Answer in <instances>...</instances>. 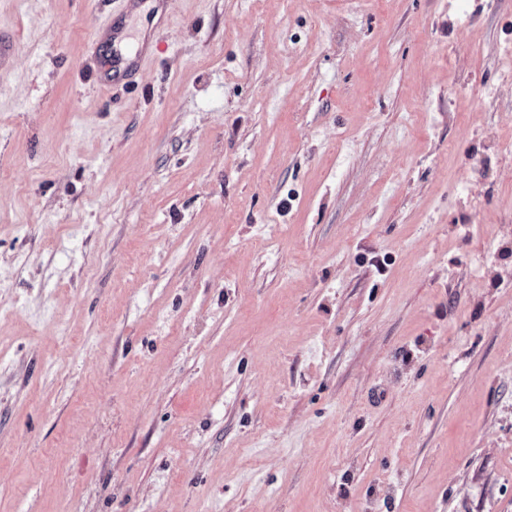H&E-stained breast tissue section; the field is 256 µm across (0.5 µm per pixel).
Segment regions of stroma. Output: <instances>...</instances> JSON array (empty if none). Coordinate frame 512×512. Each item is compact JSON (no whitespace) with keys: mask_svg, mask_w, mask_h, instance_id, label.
<instances>
[{"mask_svg":"<svg viewBox=\"0 0 512 512\" xmlns=\"http://www.w3.org/2000/svg\"><path fill=\"white\" fill-rule=\"evenodd\" d=\"M159 3L0 0V512H512V0Z\"/></svg>","mask_w":512,"mask_h":512,"instance_id":"obj_1","label":"stroma"}]
</instances>
